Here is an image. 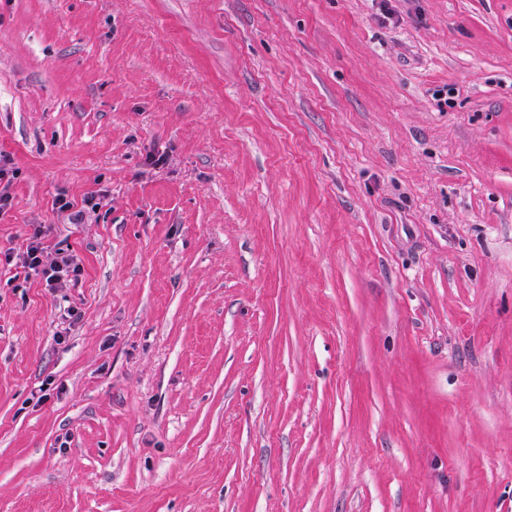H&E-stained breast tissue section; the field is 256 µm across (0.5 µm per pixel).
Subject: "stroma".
<instances>
[{"label": "stroma", "mask_w": 512, "mask_h": 512, "mask_svg": "<svg viewBox=\"0 0 512 512\" xmlns=\"http://www.w3.org/2000/svg\"><path fill=\"white\" fill-rule=\"evenodd\" d=\"M0 153V512H512V0H0ZM47 230L42 224L36 225L27 238V245L22 258L25 278L30 274L41 278L45 288L58 291L59 288L78 280L81 265L76 255L63 249L48 252L45 244Z\"/></svg>", "instance_id": "obj_1"}]
</instances>
